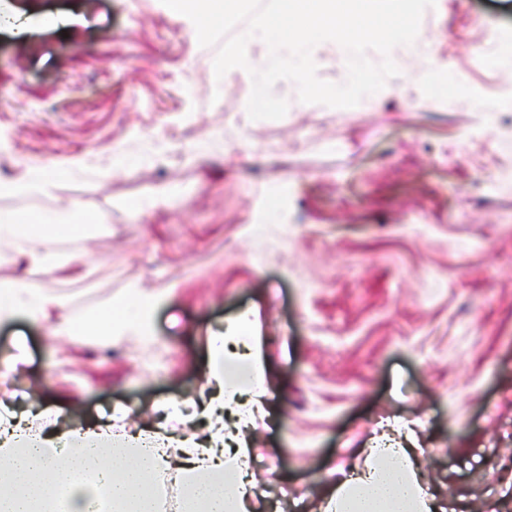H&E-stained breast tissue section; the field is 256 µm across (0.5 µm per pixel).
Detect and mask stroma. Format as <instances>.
Returning a JSON list of instances; mask_svg holds the SVG:
<instances>
[{"instance_id":"obj_1","label":"stroma","mask_w":512,"mask_h":512,"mask_svg":"<svg viewBox=\"0 0 512 512\" xmlns=\"http://www.w3.org/2000/svg\"><path fill=\"white\" fill-rule=\"evenodd\" d=\"M0 179L53 165L51 196L0 211L77 206L105 224L67 246L65 271L0 260L68 310L141 289L149 337L112 343L0 323V408L67 409L68 424L208 394L206 338L249 320L265 362L249 473L280 512H322L333 462L411 422L424 485L447 512H512V12L436 0L425 49L352 108L299 101L251 120L252 81L216 79V48L161 0H0ZM234 85L235 102L224 100Z\"/></svg>"}]
</instances>
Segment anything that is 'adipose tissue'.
Wrapping results in <instances>:
<instances>
[{
    "label": "adipose tissue",
    "mask_w": 512,
    "mask_h": 512,
    "mask_svg": "<svg viewBox=\"0 0 512 512\" xmlns=\"http://www.w3.org/2000/svg\"><path fill=\"white\" fill-rule=\"evenodd\" d=\"M56 181L41 165L26 167L0 182V191L52 195ZM78 211L24 216L0 213V241L13 260L27 268L59 270L69 264L60 242L76 232ZM150 302L133 316L114 318L111 309L80 318L67 313L62 299L25 278L0 283V321L26 315L52 320V333L82 331L111 338L114 322L139 330ZM226 337H212L207 362L211 395L194 406L193 418L207 420L205 438L165 429L113 437L122 417L91 426H61L60 412L44 409L36 418L0 414V512H163L168 491L177 494L178 512H256L257 492L248 477L251 447L239 434L225 432V416L251 426L261 412L265 372L259 347L238 360L224 353ZM362 465L338 470L328 493L329 512H446L423 486L420 451L379 440L365 449Z\"/></svg>",
    "instance_id": "1"
}]
</instances>
